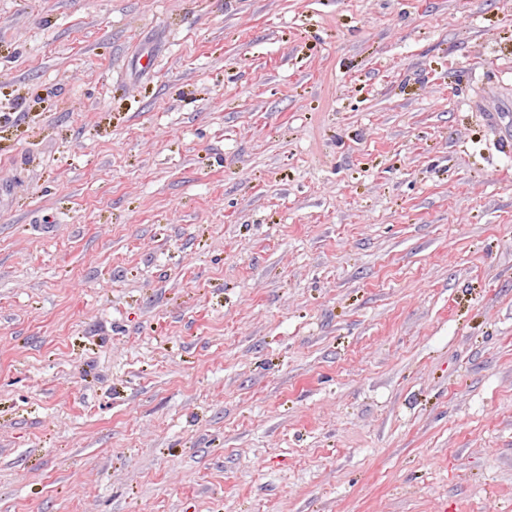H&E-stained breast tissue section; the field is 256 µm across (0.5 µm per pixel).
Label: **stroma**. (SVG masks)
Returning <instances> with one entry per match:
<instances>
[{
	"instance_id": "35a3bbf8",
	"label": "stroma",
	"mask_w": 512,
	"mask_h": 512,
	"mask_svg": "<svg viewBox=\"0 0 512 512\" xmlns=\"http://www.w3.org/2000/svg\"><path fill=\"white\" fill-rule=\"evenodd\" d=\"M0 512H512V0H0Z\"/></svg>"
}]
</instances>
